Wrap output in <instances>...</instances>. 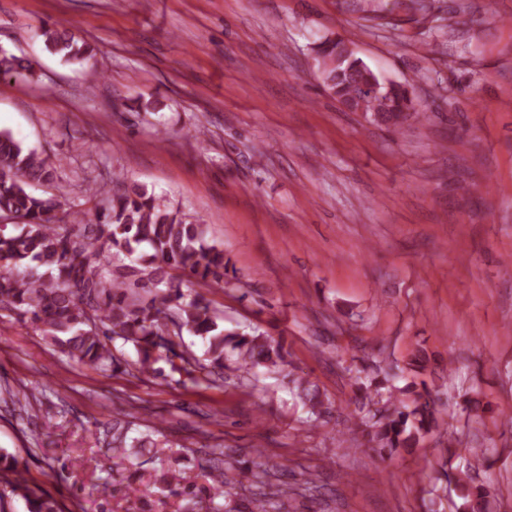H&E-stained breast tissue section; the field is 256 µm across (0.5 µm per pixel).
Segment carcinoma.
I'll use <instances>...</instances> for the list:
<instances>
[{"label": "carcinoma", "instance_id": "carcinoma-1", "mask_svg": "<svg viewBox=\"0 0 512 512\" xmlns=\"http://www.w3.org/2000/svg\"><path fill=\"white\" fill-rule=\"evenodd\" d=\"M41 36L51 52L68 60L93 57V48L78 44L62 23L42 26ZM312 53L324 87L367 119L376 115L394 130L427 119L407 87L376 73L347 42L326 37L313 44ZM15 75L34 77L33 64L0 49V76ZM372 82L377 93L363 92ZM56 172L49 158L0 130V219L11 220V228L0 227V311L31 324L69 361L102 372L120 370L137 378L156 373L196 387L224 378L228 361L244 377L260 367L269 373L283 369L282 347L271 336L226 331L224 317L205 294L183 293L185 276L200 288L232 284L230 260L207 238L201 219L117 177L87 184L84 193L93 207L74 211L66 207L67 192L56 184ZM185 333L202 338V356L173 340ZM119 346L133 348L137 358L127 360ZM160 360L169 371L154 368ZM294 384L320 419L324 403L310 393L308 380ZM360 389L367 413L353 431L381 460L412 453L438 426V398L424 380L399 388L386 376L379 380L367 373ZM132 426L131 421L112 424V457L123 472L144 453L160 460L172 447L161 427L131 437ZM284 476L260 453L249 463H227L204 498L170 456L153 487L142 489L125 475L121 481L137 512H151L153 494L203 503L205 512H282L294 494ZM456 482L464 512H486L491 490L462 473ZM236 487L251 490V496L232 507L226 498ZM8 493L21 497L27 512H60L49 493L29 486L15 457L1 451L0 502Z\"/></svg>", "mask_w": 512, "mask_h": 512}]
</instances>
